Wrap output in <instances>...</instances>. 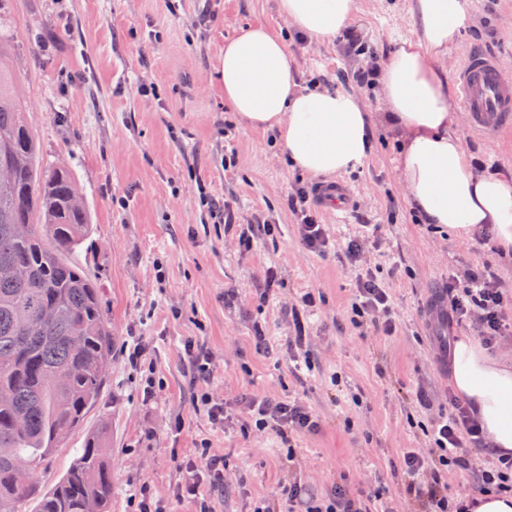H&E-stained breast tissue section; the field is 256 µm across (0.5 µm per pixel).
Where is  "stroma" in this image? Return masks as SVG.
Here are the masks:
<instances>
[{
    "instance_id": "obj_1",
    "label": "stroma",
    "mask_w": 512,
    "mask_h": 512,
    "mask_svg": "<svg viewBox=\"0 0 512 512\" xmlns=\"http://www.w3.org/2000/svg\"><path fill=\"white\" fill-rule=\"evenodd\" d=\"M7 2L16 87L41 155L72 170L91 211L93 243L70 260L100 282L114 339L106 385L83 430L39 471V481L57 482L85 433L101 432L112 460L110 512H131L130 491L144 482L166 512H195L194 500L175 498L173 489L187 476L183 461L206 438L224 459L223 485L206 491L214 512H306L338 488L367 500L371 512H428L407 491L415 477L403 455L416 450L437 467L434 427L453 389L436 362L423 302L449 276L462 280L486 266L512 296V262L498 259L481 233L458 238L416 218L400 184L394 135L382 129L363 165L342 177L353 192L351 210L319 213L329 248L309 251L287 198L319 176L291 169L273 133L238 123L216 78L225 40L262 24L284 37L306 86L357 92L366 111L378 114L379 97L353 74L415 37V0H355L348 28L376 50L373 59L344 35L318 42L292 31L277 0ZM466 11L442 58L448 80L471 45L512 72V0H466ZM143 84L155 95H140ZM458 122L467 156L511 176L512 135L473 131L463 113ZM202 186L232 224L208 218ZM266 219L273 236L241 246V232ZM354 238L364 243L356 267L343 255ZM363 270L389 294L392 333L351 319ZM270 272L276 281L268 296ZM307 293L315 304L306 308ZM298 318L306 331L300 340ZM189 340L212 355L208 390L225 402L223 424L195 407L184 359ZM136 341L162 381L148 398L125 353ZM253 399L302 402L319 426L285 440L252 430ZM178 418L184 427L177 433ZM464 453L467 470L442 473L452 498L479 495L478 476L495 462L481 448ZM293 481L303 496L290 506L279 489Z\"/></svg>"
}]
</instances>
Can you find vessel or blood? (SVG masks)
Returning <instances> with one entry per match:
<instances>
[{
	"instance_id": "obj_1",
	"label": "vessel or blood",
	"mask_w": 512,
	"mask_h": 512,
	"mask_svg": "<svg viewBox=\"0 0 512 512\" xmlns=\"http://www.w3.org/2000/svg\"><path fill=\"white\" fill-rule=\"evenodd\" d=\"M456 104L467 114L473 130L488 134L512 132V80L505 78L495 55L481 49L468 52L457 72ZM314 194L322 208L339 213L351 201V191L341 181L320 182ZM447 311L440 292H433L423 306L431 331H444Z\"/></svg>"
}]
</instances>
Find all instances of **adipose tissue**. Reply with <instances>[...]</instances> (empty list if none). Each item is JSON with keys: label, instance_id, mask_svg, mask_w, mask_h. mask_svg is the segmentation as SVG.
Segmentation results:
<instances>
[{"label": "adipose tissue", "instance_id": "adipose-tissue-1", "mask_svg": "<svg viewBox=\"0 0 512 512\" xmlns=\"http://www.w3.org/2000/svg\"><path fill=\"white\" fill-rule=\"evenodd\" d=\"M353 9L354 0L277 2L296 32L322 42L348 25ZM466 19L465 0H416L417 37L390 54L376 80L383 102L377 119L400 140L402 184L426 221L459 238L490 228L496 251L507 257L512 256V177L474 169L439 60ZM218 80L225 105L246 126L275 131L294 168L334 175L355 169L372 150L374 118L358 97L302 87L284 40L264 25L225 41ZM450 382L475 411L490 451L512 455V366L461 336L453 348Z\"/></svg>", "mask_w": 512, "mask_h": 512}]
</instances>
